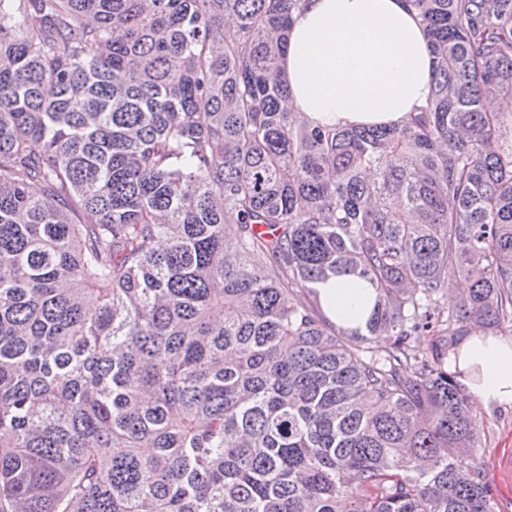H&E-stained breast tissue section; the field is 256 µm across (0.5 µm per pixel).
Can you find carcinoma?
Instances as JSON below:
<instances>
[{
    "label": "carcinoma",
    "instance_id": "obj_1",
    "mask_svg": "<svg viewBox=\"0 0 512 512\" xmlns=\"http://www.w3.org/2000/svg\"><path fill=\"white\" fill-rule=\"evenodd\" d=\"M296 2L0 0V512H497L448 347L512 327V0H409L431 99L339 128ZM347 274L362 329L294 299Z\"/></svg>",
    "mask_w": 512,
    "mask_h": 512
}]
</instances>
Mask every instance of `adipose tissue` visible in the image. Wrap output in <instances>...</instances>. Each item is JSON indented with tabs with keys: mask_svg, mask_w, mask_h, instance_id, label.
Wrapping results in <instances>:
<instances>
[{
	"mask_svg": "<svg viewBox=\"0 0 512 512\" xmlns=\"http://www.w3.org/2000/svg\"><path fill=\"white\" fill-rule=\"evenodd\" d=\"M433 56L407 0H301L280 77L288 105L313 126L400 125L428 101ZM333 323L364 326L375 294L354 276L318 285ZM448 369L482 405L512 404V337L470 332Z\"/></svg>",
	"mask_w": 512,
	"mask_h": 512,
	"instance_id": "ef3b65f1",
	"label": "adipose tissue"
}]
</instances>
